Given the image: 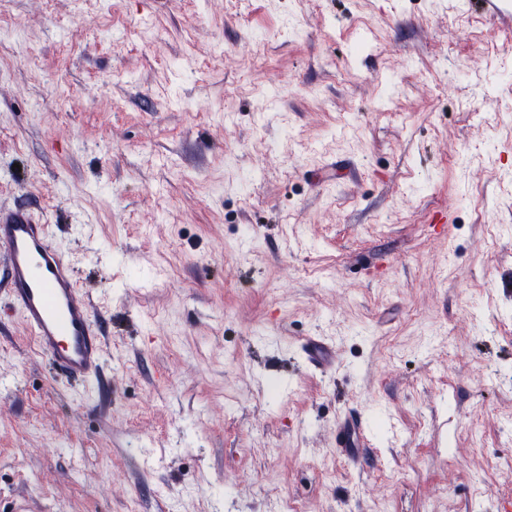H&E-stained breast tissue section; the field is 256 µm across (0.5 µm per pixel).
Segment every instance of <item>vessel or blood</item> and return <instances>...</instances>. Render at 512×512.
Instances as JSON below:
<instances>
[{
	"label": "vessel or blood",
	"mask_w": 512,
	"mask_h": 512,
	"mask_svg": "<svg viewBox=\"0 0 512 512\" xmlns=\"http://www.w3.org/2000/svg\"><path fill=\"white\" fill-rule=\"evenodd\" d=\"M470 6L495 16L502 30L512 32V0H470ZM0 267L5 270L0 284L52 369L85 386L98 383L103 372V324L66 252L53 241L32 205L0 202ZM295 348L312 371L325 373L336 364L335 347L325 337H302ZM366 431L358 412L340 419L336 446L347 462H355Z\"/></svg>",
	"instance_id": "1"
}]
</instances>
